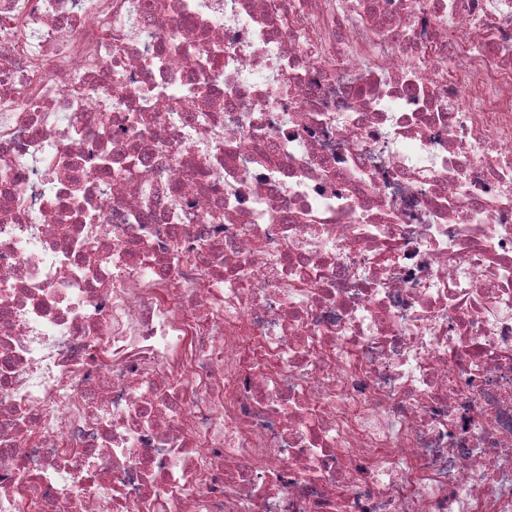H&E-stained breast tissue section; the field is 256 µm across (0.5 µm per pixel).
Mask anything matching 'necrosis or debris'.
Returning a JSON list of instances; mask_svg holds the SVG:
<instances>
[{
    "label": "necrosis or debris",
    "instance_id": "4bbe7bcc",
    "mask_svg": "<svg viewBox=\"0 0 512 512\" xmlns=\"http://www.w3.org/2000/svg\"><path fill=\"white\" fill-rule=\"evenodd\" d=\"M0 512H512V0H0Z\"/></svg>",
    "mask_w": 512,
    "mask_h": 512
}]
</instances>
